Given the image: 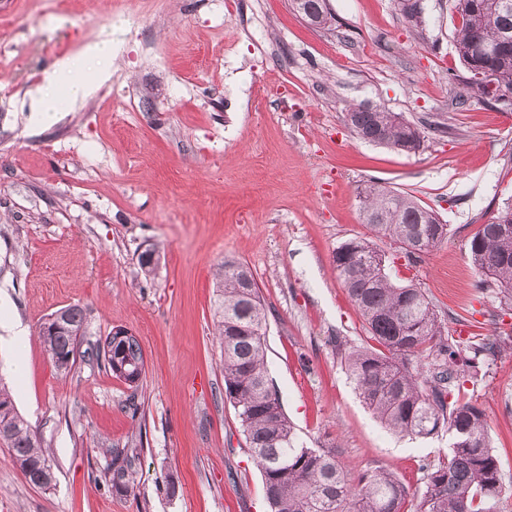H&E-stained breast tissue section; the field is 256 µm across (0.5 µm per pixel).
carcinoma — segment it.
I'll return each mask as SVG.
<instances>
[{"label":"carcinoma","mask_w":512,"mask_h":512,"mask_svg":"<svg viewBox=\"0 0 512 512\" xmlns=\"http://www.w3.org/2000/svg\"><path fill=\"white\" fill-rule=\"evenodd\" d=\"M408 21L423 23L422 11L409 0H395ZM461 17L456 50L464 68L479 67L484 77L467 79L461 98L490 101L495 84L512 94V0H453ZM346 121L360 139L394 151H417L423 136L401 116L377 106L353 105ZM363 222L376 237L390 239L407 255L408 264L443 243L448 225L413 196L371 183L357 193ZM512 200L481 226L469 243L480 287L492 290L501 310L512 311ZM339 278L360 312L367 339L377 346L352 350L347 372L364 404L389 430L427 437L448 429V455L426 467L425 488L416 512H494L502 492L500 463L487 436L482 410L458 399L464 372L495 359L512 336H473L457 340L445 327L424 291L414 283L394 282L375 243L351 238L333 256ZM219 287L224 293V319L217 325L224 342V395L237 410L251 456L262 473L270 512H402L407 493L392 473L374 469L352 477L347 468L322 448L298 443L265 361L266 312L259 288L245 264L226 260ZM40 341L56 372L68 375L75 337L55 333ZM125 358L144 365L142 348L132 336ZM10 436L0 440L25 479L46 489L38 464L46 449L21 414ZM111 488L126 492L132 474L112 460Z\"/></svg>","instance_id":"cac0c4a2"}]
</instances>
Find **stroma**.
<instances>
[{"label": "stroma", "instance_id": "35a3bbf8", "mask_svg": "<svg viewBox=\"0 0 512 512\" xmlns=\"http://www.w3.org/2000/svg\"><path fill=\"white\" fill-rule=\"evenodd\" d=\"M314 28L290 0H0V382L56 475L29 484L0 447V512H267L261 475L224 396L217 288L224 259L246 264L266 308V365L299 439L353 474L392 472L404 512L447 432H389L360 401L346 354L363 318L333 265L365 235L366 181L414 196L448 226L417 264L376 239L397 282L420 286L453 337L512 330L477 286L467 243L512 199V112L461 103L451 0H421L410 25L393 0H328ZM107 40L104 79L47 128L29 121L61 58ZM394 112L419 151L364 142L347 106ZM158 252L153 270L137 255ZM85 310V347L112 328L139 341L129 387L92 357L57 374L38 338L60 308ZM22 370H14V363ZM485 412L501 467L497 512H512V352L460 391ZM131 448L134 486L108 488Z\"/></svg>", "mask_w": 512, "mask_h": 512}]
</instances>
